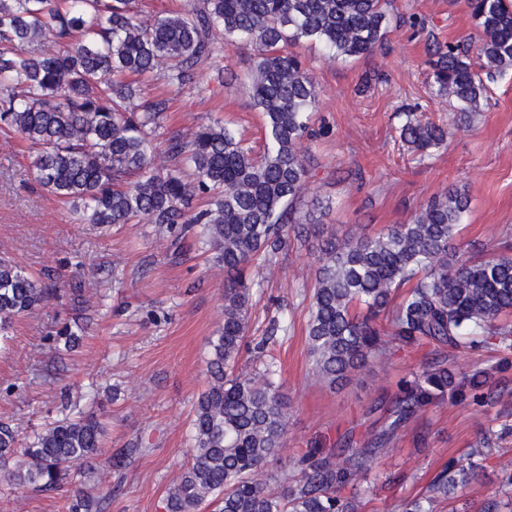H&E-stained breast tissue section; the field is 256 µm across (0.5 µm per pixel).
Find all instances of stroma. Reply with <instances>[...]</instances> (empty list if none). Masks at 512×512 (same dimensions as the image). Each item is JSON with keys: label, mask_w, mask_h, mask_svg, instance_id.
<instances>
[{"label": "stroma", "mask_w": 512, "mask_h": 512, "mask_svg": "<svg viewBox=\"0 0 512 512\" xmlns=\"http://www.w3.org/2000/svg\"><path fill=\"white\" fill-rule=\"evenodd\" d=\"M478 38L465 0H392L389 28L372 53L336 63L318 48H301L319 85L313 122L332 131L311 147L302 205L322 230L374 235L411 222L428 198L457 185L471 200L459 232L464 248L481 255L512 246V69L491 84L489 106L470 128L431 157L418 159L399 136L412 107L435 123H453L428 83V51ZM224 53L228 70L201 63L199 90L174 97L156 142L220 119L261 145L263 115L246 82L254 50L242 44ZM33 156L19 134L0 125V255L52 293L15 320L11 342L0 348V422L24 438L56 419L62 393L84 409L86 392L95 391L106 446L148 450L102 472L100 490L113 492L107 512H163L170 482L190 459L194 404L207 384L206 342L224 318V277L193 233L178 239L155 224L88 223L36 183ZM316 201L322 209H313ZM320 243L319 233H307L272 268L247 271L259 284L248 338H260L271 318L288 324L272 353L290 400L291 456L378 428L376 402L392 401L427 354L393 349L333 388L314 378L306 325ZM77 318L84 327L78 345L49 342ZM479 447L487 458L479 480L456 501L458 512H480L512 474V393L481 409L447 401L415 415L369 474L361 512H399L402 501L426 495L448 459L469 465Z\"/></svg>", "instance_id": "obj_1"}]
</instances>
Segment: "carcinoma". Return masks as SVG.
Masks as SVG:
<instances>
[{"instance_id": "cac0c4a2", "label": "carcinoma", "mask_w": 512, "mask_h": 512, "mask_svg": "<svg viewBox=\"0 0 512 512\" xmlns=\"http://www.w3.org/2000/svg\"><path fill=\"white\" fill-rule=\"evenodd\" d=\"M482 39L470 48L437 46L428 78L437 97L456 110L455 126L409 112L401 140L423 160L471 124L488 101V83L512 68V3L466 0ZM389 0H194L182 12L142 23L132 0H0V124L34 149L38 183L83 205L92 224L144 220L198 236L224 269V322L209 338L208 382L191 424L189 465L169 487L164 512H359L364 473L422 408L453 403L483 407L506 388L512 370V254L468 256L456 242L469 209L467 192L451 187L427 200L409 224L377 235L351 231L322 239L306 326L308 355L318 381L330 387L394 347H431L422 376L405 382L390 421L360 441L346 439L327 454L317 448L285 454L288 396L275 363L258 374L235 371L248 329L254 282L244 271L270 267L290 237L316 224L296 214L309 169L304 141L319 91L299 53L322 47L330 60L372 53L383 41ZM74 42L64 57L30 56L22 45L46 36ZM249 44L255 58L249 87L265 120L260 153L217 122L188 137L165 140L167 164L156 161L151 136L171 97L130 108L136 95L124 77L161 73L170 92L198 89V66L222 47ZM207 208L188 212L191 197ZM47 301L44 289L0 256V347L13 319ZM494 347L497 362L457 374L445 348ZM0 424V495L17 489L55 492L78 474L121 468L145 454L104 446L93 414L64 404L61 417L34 433L24 448ZM277 460L280 467L267 469ZM476 473L448 460L428 495L403 512H431L456 498ZM112 491L72 489L65 512H104Z\"/></svg>"}]
</instances>
